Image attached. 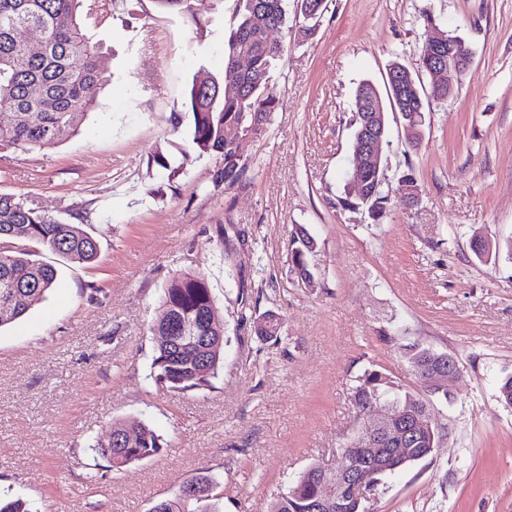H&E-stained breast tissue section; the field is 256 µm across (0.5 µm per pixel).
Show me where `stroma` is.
Masks as SVG:
<instances>
[{
    "mask_svg": "<svg viewBox=\"0 0 512 512\" xmlns=\"http://www.w3.org/2000/svg\"><path fill=\"white\" fill-rule=\"evenodd\" d=\"M206 20L152 0H105L92 28L110 77L81 130L50 149L0 158V191L99 242L93 264L41 252L58 285L0 328V495L30 512H149L208 472L221 512H270L312 463L335 465L360 429L355 377L379 369L418 388L401 344L454 356L461 376L433 395L449 428L432 457L386 476L367 512H512V0H326L311 36L285 30L267 133L242 142L246 183L225 188L224 158L192 142L186 91L224 76L235 0H190ZM473 53L454 94L430 102L418 146L401 118L381 144L380 221L347 207L352 102L415 66L427 29ZM419 200L405 207L404 172ZM318 243L312 286L292 270L291 236ZM498 243L481 260L470 241ZM205 272L224 323V367L208 387H158L155 338L166 282ZM278 340L254 332L264 313ZM136 419L161 452L122 468L89 450Z\"/></svg>",
    "mask_w": 512,
    "mask_h": 512,
    "instance_id": "35a3bbf8",
    "label": "stroma"
}]
</instances>
